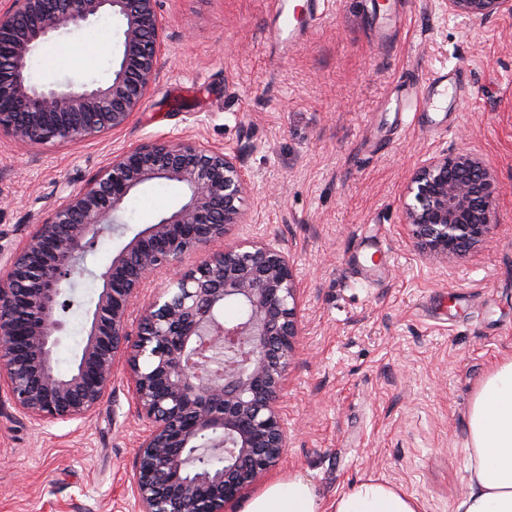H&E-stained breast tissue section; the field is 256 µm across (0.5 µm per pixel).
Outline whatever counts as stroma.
Segmentation results:
<instances>
[{
	"instance_id": "1",
	"label": "stroma",
	"mask_w": 512,
	"mask_h": 512,
	"mask_svg": "<svg viewBox=\"0 0 512 512\" xmlns=\"http://www.w3.org/2000/svg\"><path fill=\"white\" fill-rule=\"evenodd\" d=\"M270 0H159V76L123 128L23 148L0 137V260L115 156L172 137L237 153L251 178L245 229L293 257L295 351L281 409L288 448L260 486L300 475L325 501L376 478L423 512H456L468 490L465 418L486 374L512 357V17L474 26L446 0H333L316 29L273 34ZM386 26V43L372 36ZM106 28V42L90 34ZM121 39L103 16L59 35L78 59L35 83L102 84ZM465 90L442 108L403 110L437 72ZM469 150L498 187L490 241L461 259L419 253L403 225L407 178L437 153ZM128 235L174 209L175 187L136 191ZM87 255L83 298L122 246ZM55 356L85 343V308L65 318ZM143 432L124 372L91 415L39 424L0 401V512H134Z\"/></svg>"
}]
</instances>
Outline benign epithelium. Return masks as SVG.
<instances>
[{
	"label": "benign epithelium",
	"instance_id": "benign-epithelium-1",
	"mask_svg": "<svg viewBox=\"0 0 512 512\" xmlns=\"http://www.w3.org/2000/svg\"><path fill=\"white\" fill-rule=\"evenodd\" d=\"M447 2L448 13L474 25L512 15V0ZM103 15L122 28L106 83L31 81L43 42ZM163 31L157 0H0V135L64 145L125 126L158 77ZM156 181L180 187L184 200L136 233L101 273L87 340L61 376L54 351L83 258L104 229L123 235L125 198ZM250 193L232 151L183 137L140 145L34 225L0 267V387L20 412L39 424L84 418L126 368L146 426L131 477L136 512H226L287 448L278 398L298 335L294 260L272 242L235 235ZM496 201L477 154L439 153L406 184L404 224L420 253L462 258L491 238ZM218 241L222 248L209 251ZM189 252L206 256L184 270L179 262ZM162 271L165 284L141 306L132 342L128 310ZM228 304L241 314L222 323ZM203 348L224 349V370L199 361ZM214 448L224 449L219 465L208 463Z\"/></svg>",
	"mask_w": 512,
	"mask_h": 512
}]
</instances>
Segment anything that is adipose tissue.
I'll return each mask as SVG.
<instances>
[{"mask_svg": "<svg viewBox=\"0 0 512 512\" xmlns=\"http://www.w3.org/2000/svg\"><path fill=\"white\" fill-rule=\"evenodd\" d=\"M469 489L456 512H512V357L484 378L466 420ZM244 512H422L420 501L372 478L325 502L307 479L294 475L267 486Z\"/></svg>", "mask_w": 512, "mask_h": 512, "instance_id": "1", "label": "adipose tissue"}]
</instances>
